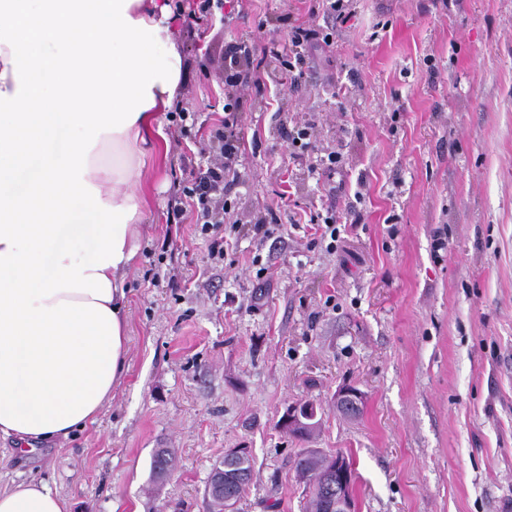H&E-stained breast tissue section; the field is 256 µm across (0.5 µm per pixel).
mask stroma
Instances as JSON below:
<instances>
[{
  "label": "stroma",
  "instance_id": "stroma-1",
  "mask_svg": "<svg viewBox=\"0 0 512 512\" xmlns=\"http://www.w3.org/2000/svg\"><path fill=\"white\" fill-rule=\"evenodd\" d=\"M310 0H243L182 39L181 98L224 115V77L198 49L264 48L308 23ZM355 16L299 83L246 103L242 219L287 195L281 224L209 258L196 225L167 221L169 200L205 158L161 116V165L142 252L127 283V371L96 421L37 452L0 437V483L43 480L69 512H211L205 494L226 449L255 458L240 512H307L301 450L343 454L357 512H512V0H353ZM279 110H261L262 101ZM314 116L316 152L343 168L320 179L288 161L289 120ZM356 215L326 251L310 214ZM446 247L438 251L435 239ZM268 267L259 284L253 259ZM174 271L176 287L154 280ZM365 395L359 417L339 388ZM318 425L281 430L289 405ZM176 463L151 479L154 449Z\"/></svg>",
  "mask_w": 512,
  "mask_h": 512
}]
</instances>
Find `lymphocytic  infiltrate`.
Segmentation results:
<instances>
[{"instance_id": "1", "label": "lymphocytic infiltrate", "mask_w": 512, "mask_h": 512, "mask_svg": "<svg viewBox=\"0 0 512 512\" xmlns=\"http://www.w3.org/2000/svg\"><path fill=\"white\" fill-rule=\"evenodd\" d=\"M327 26L297 25L291 27L287 41L270 39L262 54H255L250 40H241L220 63L224 74V118L210 128L200 151L206 154L205 170L189 174L169 212V222L180 224L194 220L202 234L211 235L209 256L224 260V233H238L243 227L235 218V206L228 192L242 156L241 126L244 103L251 94L264 93L262 80L247 81L250 72H263L267 60H275L282 76L298 81L303 76L301 65L305 55L331 46L337 30L347 26L354 16L351 0H322Z\"/></svg>"}]
</instances>
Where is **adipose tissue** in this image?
I'll return each instance as SVG.
<instances>
[{
    "instance_id": "1",
    "label": "adipose tissue",
    "mask_w": 512,
    "mask_h": 512,
    "mask_svg": "<svg viewBox=\"0 0 512 512\" xmlns=\"http://www.w3.org/2000/svg\"><path fill=\"white\" fill-rule=\"evenodd\" d=\"M173 0H0V436L93 423L127 370L138 187L184 78ZM40 480L0 512H65Z\"/></svg>"
}]
</instances>
